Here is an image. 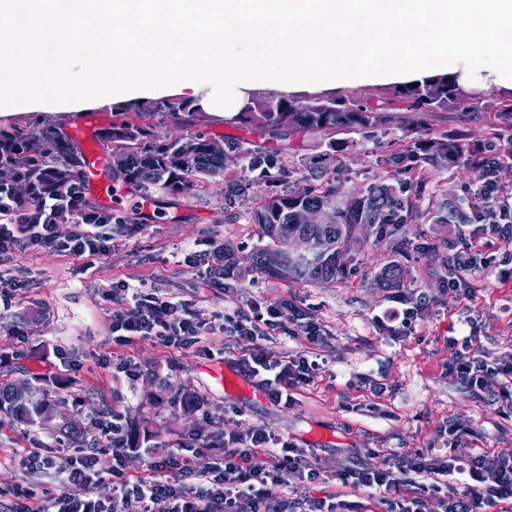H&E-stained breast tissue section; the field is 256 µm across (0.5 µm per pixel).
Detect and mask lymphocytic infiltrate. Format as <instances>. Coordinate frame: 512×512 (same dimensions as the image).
<instances>
[{
    "label": "lymphocytic infiltrate",
    "instance_id": "obj_1",
    "mask_svg": "<svg viewBox=\"0 0 512 512\" xmlns=\"http://www.w3.org/2000/svg\"><path fill=\"white\" fill-rule=\"evenodd\" d=\"M474 196L476 213L483 220L482 239L470 240L454 254L448 270L447 290L459 297L471 292L470 279L501 266H512V195H503L498 179H489ZM119 215L89 206L78 176H71L62 192L35 187L31 203H23L9 181L0 179V264L15 250L38 248L78 260L106 254L112 227L130 223ZM70 225L61 234L60 225ZM501 253H494L496 244ZM133 308L112 316L117 342L151 339L171 350L199 347L205 336L220 332L229 341L252 339L251 348L237 352L235 363L247 378L256 380L269 400L290 405L293 392L314 382L324 370L318 352L326 327L312 313L252 299L247 310L209 320L188 311L182 303L152 292L133 296ZM289 317L291 335L302 336L308 349L281 355L259 344V337L278 329ZM474 334L449 337L457 358L447 373L470 390L491 394L497 411L512 417V354L493 356L473 352ZM123 424L113 414L109 431L112 455L117 463L110 501L92 497L76 500L63 494L45 493L24 512H351L353 495L379 501L388 512H495L501 502L512 500V451H478L464 440L469 429L453 423L447 451L417 449L393 455L380 468L352 462L337 467L335 490L320 497L297 499L288 488L299 481L324 483L320 464L294 444L266 430L237 421L223 442L211 443L215 462L200 469L193 457L173 451L153 453L147 475L121 479ZM30 466L54 470L61 482L88 483L95 474L96 451L80 448L66 457L31 452Z\"/></svg>",
    "mask_w": 512,
    "mask_h": 512
}]
</instances>
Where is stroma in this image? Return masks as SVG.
I'll return each instance as SVG.
<instances>
[{
	"mask_svg": "<svg viewBox=\"0 0 512 512\" xmlns=\"http://www.w3.org/2000/svg\"><path fill=\"white\" fill-rule=\"evenodd\" d=\"M465 85L482 102L483 111L436 112L423 120L398 109L388 125L367 137L353 135L349 147L338 153L329 150L322 136L309 135L301 138L300 151L280 155L276 142L263 131L199 111L195 132L226 148L223 177L204 181L175 199L155 187L135 189L113 180V208L126 212L146 197L147 220L133 233L113 228L108 254L88 271H81L79 261L44 250L14 252L11 263L0 267V276L23 277L29 284L15 306L0 314V380L24 385L39 374L55 377L48 398L74 403L78 434L66 440L40 426L0 419V512L23 507L28 491L111 498L112 443L103 427L116 412L148 430L141 450L125 456L123 473L128 478L145 473L149 451L166 450L177 440L187 448L197 447L202 437L222 440L224 412L235 407L243 410L249 425L310 449L312 460L328 471L350 457L379 467L391 453L446 448L448 437L440 428L448 422L469 426V447L512 450V419L498 415L492 396L475 395L445 375L455 358L448 339L459 335L462 320H470L477 347L495 354L512 351V276L496 272L473 277L468 299L446 293L451 257L477 228L441 226L429 219L460 185L480 186L486 179L482 169L426 163L412 168L413 178L423 186L418 215L402 233L420 245V252L398 253L391 236L369 232L352 247L353 272L335 282H286L243 264L217 287L208 282L203 267L184 260L185 254L219 244L243 256L266 245L251 220L252 210L267 193L305 188L315 167L351 193L391 178L385 165L388 155L422 133L435 138L460 132L473 143L495 134L502 155L512 154V116L498 110L504 87L480 74ZM257 152L277 156L268 180L246 172ZM230 176L238 179L241 191L228 201L224 180ZM393 261L409 268L406 287L428 301L401 338L374 323L375 317L398 306L395 291L377 287L373 280L380 267ZM118 281L182 302L207 318L245 308L253 297L311 312L329 331L325 370L297 392L290 406L274 404L259 391L249 397L229 393L213 383L207 372L210 358L196 350L172 352L147 339L116 344L112 314L131 305L130 298L113 299L112 285ZM17 329L23 330L22 339L14 338ZM128 359L140 369L136 378L117 370ZM186 392L201 402V409L180 402ZM90 447L100 450L101 475L91 485L59 486L53 472L32 470L26 460L33 448L69 453Z\"/></svg>",
	"mask_w": 512,
	"mask_h": 512,
	"instance_id": "stroma-1",
	"label": "stroma"
}]
</instances>
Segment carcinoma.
<instances>
[{"label": "carcinoma", "instance_id": "1", "mask_svg": "<svg viewBox=\"0 0 512 512\" xmlns=\"http://www.w3.org/2000/svg\"><path fill=\"white\" fill-rule=\"evenodd\" d=\"M401 107L427 117L431 112L459 110L477 112L479 101L460 82L456 73H441L398 85L372 101L365 96L286 97L249 96L235 115V120L267 133L276 140L284 136L323 134L329 137L334 152L346 142L337 135L368 134L386 124L388 112ZM101 143L112 155L122 181L136 188L157 186L172 197L183 195L202 178L224 174V151L203 135L190 133L170 141L157 139L153 125L127 120L112 123L104 131ZM426 161L450 168L473 165L471 148L458 134L444 138H422L390 154L386 165L396 171L407 169L410 161ZM81 150L55 125L29 130L14 127L11 141L0 135V178L12 179L23 198L31 196V183L37 182L52 191L62 189L69 174L82 166ZM340 186L314 181L301 191L268 193L252 211V223L259 225L269 243L241 257L229 246L218 250L224 258V274L245 262L266 274L285 281L302 283L333 282L343 278L352 262L348 241L355 225L366 224L383 231L391 227L396 246L409 250V241L399 236L402 225L417 217L416 198L403 182H379L358 192L354 206L349 197L340 196ZM328 206L336 213L337 223L327 227L299 223L302 210ZM462 199L455 196L432 215L435 224H454L461 217ZM317 234L325 237L321 253L310 250L294 252V241L307 240ZM408 275V269L392 262L380 269L381 286L393 288ZM6 413L30 425H43L51 413L58 419L57 428H69L68 404L64 400L49 403L41 397L18 401L10 393L9 383L0 382V413Z\"/></svg>", "mask_w": 512, "mask_h": 512}]
</instances>
